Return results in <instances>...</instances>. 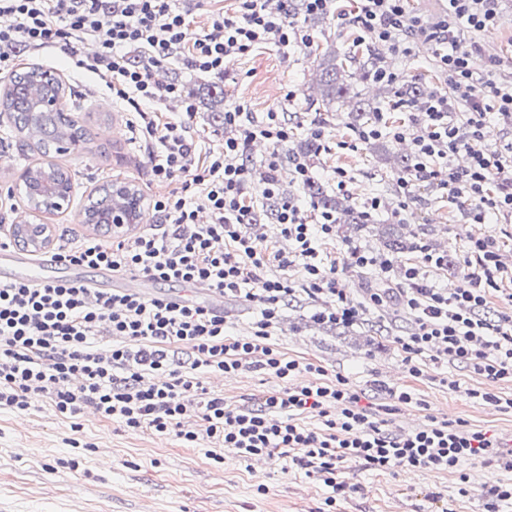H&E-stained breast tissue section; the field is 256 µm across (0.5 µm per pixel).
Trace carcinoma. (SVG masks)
<instances>
[{"instance_id":"carcinoma-1","label":"carcinoma","mask_w":512,"mask_h":512,"mask_svg":"<svg viewBox=\"0 0 512 512\" xmlns=\"http://www.w3.org/2000/svg\"><path fill=\"white\" fill-rule=\"evenodd\" d=\"M353 74L346 73L344 66L336 63L323 65L320 73V106L315 111L330 112L332 104L355 102L352 113L355 120L369 121L377 109L357 100V95L351 94L352 86L348 80ZM47 98H60L71 101L68 111H45L41 102ZM81 111L80 99L72 98L67 87L61 81H51L45 78L42 67L32 65L23 72L13 74L0 92V112H5L13 118V127L24 141L31 142L44 154L57 148V144L68 142L82 146L89 141L88 130L74 113ZM27 179L26 204L33 213L51 211L49 196L45 185L71 192L73 188L72 174L54 164L28 167L25 170ZM303 190L312 199L314 206L337 214V219L344 224L363 227L368 224L366 216L353 205L343 202L339 197L326 193L319 182H309ZM140 191L126 182L110 183L102 187L96 198L90 200L84 207V220L87 224L97 227H109L112 215L122 212L125 223L136 224L141 212ZM386 236L382 237L383 247L393 254L404 252L416 244L406 245L396 234L397 224L385 225Z\"/></svg>"}]
</instances>
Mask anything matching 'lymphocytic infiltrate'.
<instances>
[{"instance_id":"lymphocytic-infiltrate-1","label":"lymphocytic infiltrate","mask_w":512,"mask_h":512,"mask_svg":"<svg viewBox=\"0 0 512 512\" xmlns=\"http://www.w3.org/2000/svg\"><path fill=\"white\" fill-rule=\"evenodd\" d=\"M236 2L234 13L217 12L208 27L195 30L176 0H0V15L14 19L0 27V74L12 71L20 48H55L73 56L80 43L94 40L97 53L80 60V67L98 75L124 102L132 114L131 132L148 152L151 182L170 187L151 199L158 224L133 241L63 234L54 258L171 285L205 282L257 313L250 336L234 337L222 311L179 298L95 293L70 282L0 285V409L28 411L31 399L43 393L68 419L90 407L105 419L171 435L191 447L209 440L206 454L218 463L226 448L243 461L287 457L331 488L329 507L345 489L336 471L347 460L382 472L397 467L448 472L486 457L512 473L511 443L462 422L435 419L407 434L386 432L384 415L412 404L410 392L389 391L388 404L373 412L348 378H327L322 367L287 358L271 344L287 299L298 293L315 305L312 318L320 323L350 326L382 310L394 261L358 246L348 248L344 259L333 257L325 247L336 237L334 215L325 211L309 222L294 200L280 195L273 176L264 197L274 204L277 235L287 240V250L242 233V226L254 221L245 197L247 148L259 138L272 142L275 149L265 164L273 173L291 129L273 110L259 120L239 108L228 110L224 126L230 136L218 150L200 152L190 134L194 104L178 83L160 84L151 75L152 68L178 60L190 70L220 76L228 58L246 56L262 44L284 49L294 41L311 43V35L286 15L268 11L265 0ZM405 2L360 0L353 19L393 58L409 55L417 25ZM496 17L497 0H448L445 15L428 28L430 40L446 48L435 65L447 89L418 106L409 99L400 102L418 107L415 121L424 127L414 140L412 175L397 180L401 196L411 197L417 182H433L453 196L476 200L479 224L491 216L512 218V142L487 143V108L476 92L473 67L478 49L461 44L457 25L481 32ZM171 99L183 106L181 121L150 111V104ZM462 151L470 156L464 168L454 164ZM496 178L501 184L493 194L488 185ZM470 251L477 270L451 292L428 280L427 267H442V257L425 254L422 264L404 270L407 286L398 299L413 327L395 343L411 375H420L418 358L437 347L449 361L476 373L512 377V316L494 324L481 315L504 270L491 241L476 239ZM292 266L299 279L289 277ZM342 267L373 271L379 287L364 301L349 299L336 282ZM326 294L333 296L332 305H322ZM245 368L276 379L280 389L232 407L202 380L208 372ZM304 372L310 381L294 384ZM310 413L318 415L320 427L304 424ZM189 415L198 418L197 428L184 427Z\"/></svg>"}]
</instances>
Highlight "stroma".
<instances>
[{
	"mask_svg": "<svg viewBox=\"0 0 512 512\" xmlns=\"http://www.w3.org/2000/svg\"><path fill=\"white\" fill-rule=\"evenodd\" d=\"M355 10V0H339L336 12L324 20L300 18L296 25L312 36L311 45L294 43L284 51L266 44L227 61L220 79L177 62L163 64L161 77L181 84L196 105L191 133L201 149L215 150L224 142L223 120L204 104L214 93L222 94L223 108L240 107L257 118L270 110L282 112L294 139L305 138L314 125L310 101L319 95L322 54L332 51L341 58L366 47L352 23ZM459 37L466 45L478 43L474 65L488 72L491 82L512 83V0H501L494 28L477 33L463 26ZM438 50L435 42L414 41L410 55L396 62L404 83H420L432 92L444 90L445 82L433 66ZM32 64L57 72L63 83L84 93L92 145L53 155V163L76 172V184L67 208L35 217L15 187L26 167L44 162L45 157L36 147L12 139L7 156L0 157V214L10 225L20 219L39 220L55 236L64 230L100 235V228L84 223L83 208L103 184L129 181L146 196L160 193L161 188L148 180L147 154L131 139L123 105L93 74L54 48L22 54L16 68L22 71ZM353 87L361 99L381 109L389 125L406 130L408 137L398 140L385 134L349 149L345 143L355 137L349 110L326 113L325 148L308 160L315 180L335 192L332 174L340 168L350 178L345 197L352 205L361 209L372 198L381 200L372 224L358 229L337 225L331 250L340 256L352 246L381 252L378 225L398 224L416 249L396 256L398 271L392 287H403L400 268L420 263L424 245L456 265L452 271L431 269L429 279L440 288L465 285L469 246L475 238L492 240L499 261L512 269V221L475 223V201L448 196L426 181L418 182L412 199H402L397 180L404 171L397 158L412 156L410 139L421 129L413 124L411 113L394 107L396 87L370 77L354 79ZM271 150L268 144L249 147L252 174L246 189L255 211V222L247 230L269 238L275 232V219L263 196L262 172ZM312 313L305 296L290 299L272 337L275 347L289 357L323 367L328 377L349 378L370 395L382 386L411 392L415 405L386 416L389 431L407 432L434 417L512 437V410L468 395L474 389L512 399V378L491 380L431 352L421 361V376L410 375L394 343L411 326L398 300L350 327L315 323ZM454 380L459 383L455 389L450 386ZM277 386V381L249 370L209 380L210 391L236 405ZM74 439L79 442L75 448L70 445ZM336 477L347 488L337 496L335 512H485L483 489L505 474L483 459L467 462L458 472L403 467L393 473L370 471L346 461L340 463ZM464 486L469 489L465 496L460 493ZM326 495L321 482L306 477L285 458L249 464L228 449L218 464L207 458L205 447L187 448L174 437L134 432L90 413L71 422L57 416L44 396L23 414L0 410V512H324Z\"/></svg>",
	"mask_w": 512,
	"mask_h": 512,
	"instance_id": "obj_1",
	"label": "stroma"
}]
</instances>
